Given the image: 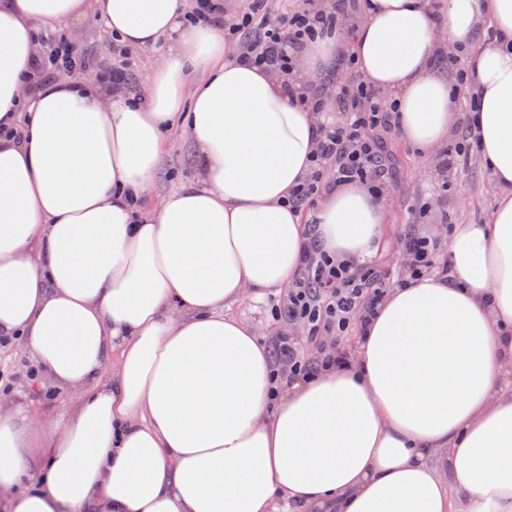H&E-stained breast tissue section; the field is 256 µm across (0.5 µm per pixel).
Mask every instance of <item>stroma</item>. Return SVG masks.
<instances>
[{"instance_id": "obj_1", "label": "stroma", "mask_w": 512, "mask_h": 512, "mask_svg": "<svg viewBox=\"0 0 512 512\" xmlns=\"http://www.w3.org/2000/svg\"><path fill=\"white\" fill-rule=\"evenodd\" d=\"M387 153L393 167L391 191L384 199L388 224L377 257L390 268H398L399 259L393 243L403 228L411 226L419 234L447 242L450 225L487 223L494 203L495 187L489 172L479 157L460 168L448 186L447 196H440L435 188L433 170L435 157L420 158L405 146L400 138L387 142ZM189 181L196 175V166L190 142L176 139L167 149L156 178V193H168L172 175ZM272 299L246 300L233 307L234 315L254 328L257 336L266 341L288 332L287 324L273 320ZM0 361L13 370V384L6 396L0 397V413L22 410L35 417L64 419L72 398L71 391L56 390L54 398H46L35 391L24 378V367L30 358L23 350L0 354Z\"/></svg>"}]
</instances>
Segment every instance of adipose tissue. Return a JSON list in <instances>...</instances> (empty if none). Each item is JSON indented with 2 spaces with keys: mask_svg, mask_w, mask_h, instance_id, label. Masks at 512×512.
<instances>
[{
  "mask_svg": "<svg viewBox=\"0 0 512 512\" xmlns=\"http://www.w3.org/2000/svg\"><path fill=\"white\" fill-rule=\"evenodd\" d=\"M190 0H0V335L74 398L64 422L0 415L5 512H512V0H363L295 48L292 75L239 60ZM95 14L164 45L143 93L36 84L38 33ZM497 190L457 224L447 275L390 289L348 363L278 386L232 306L285 291L318 248L361 262L386 209L367 185L294 206L332 106L304 89L353 62L417 156L459 122ZM194 181L152 202L174 137ZM50 442L34 472L28 436Z\"/></svg>",
  "mask_w": 512,
  "mask_h": 512,
  "instance_id": "ef3b65f1",
  "label": "adipose tissue"
}]
</instances>
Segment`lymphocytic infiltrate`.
Listing matches in <instances>:
<instances>
[{
	"mask_svg": "<svg viewBox=\"0 0 512 512\" xmlns=\"http://www.w3.org/2000/svg\"><path fill=\"white\" fill-rule=\"evenodd\" d=\"M272 2L250 0L246 11L225 19L224 31L239 57L283 74L293 69L282 50L284 44L302 46L317 31L345 26L358 14L355 0H302L283 22ZM40 49L37 66L47 76L92 66L85 50L61 32L41 40ZM338 82L333 73L321 77L310 85L307 103L313 109L322 108ZM333 100L344 117L339 123L321 127L316 163L294 193L295 203L308 209L322 192L350 182L368 185L380 196L389 188L382 138L400 132L392 103L362 82L350 84ZM439 250L438 241L406 231L397 239L400 265L394 273L376 261L337 262L311 251L298 278L272 308L274 319L288 321L300 330L299 336L283 334L275 341L282 382L346 363L347 337L368 326L390 289L424 274L447 272L448 264L440 260Z\"/></svg>",
	"mask_w": 512,
	"mask_h": 512,
	"instance_id": "f902f5d3",
	"label": "lymphocytic infiltrate"
}]
</instances>
